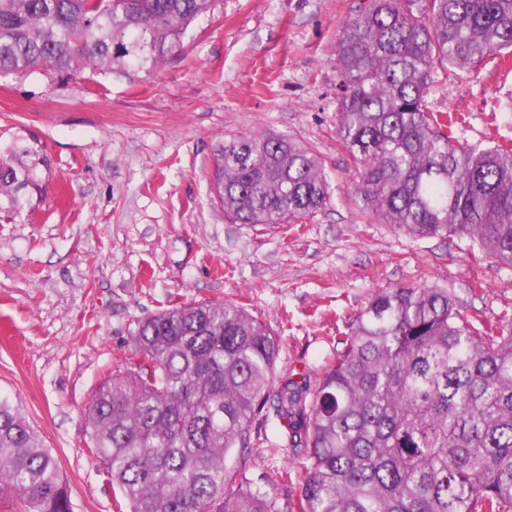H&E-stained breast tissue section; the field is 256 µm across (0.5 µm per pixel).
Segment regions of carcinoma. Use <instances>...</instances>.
Segmentation results:
<instances>
[{
  "mask_svg": "<svg viewBox=\"0 0 512 512\" xmlns=\"http://www.w3.org/2000/svg\"><path fill=\"white\" fill-rule=\"evenodd\" d=\"M220 2L0 0V77L148 75ZM504 49L512 0H367L337 41L336 132L379 223L512 268V144L460 141L429 101L435 79ZM30 155L16 144L0 159V212L21 213L38 188ZM213 156V193L241 224H293L329 200L321 159L290 136L239 135ZM131 339L85 412L127 512H512V315L476 321L437 285L381 288L323 372L274 395L281 339L241 303L172 306ZM266 408L284 428L269 453L301 470L285 506L274 489L288 469L252 491L228 465ZM4 487L27 512H72L51 451L0 396Z\"/></svg>",
  "mask_w": 512,
  "mask_h": 512,
  "instance_id": "1",
  "label": "carcinoma"
}]
</instances>
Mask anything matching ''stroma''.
<instances>
[{
  "instance_id": "stroma-1",
  "label": "stroma",
  "mask_w": 512,
  "mask_h": 512,
  "mask_svg": "<svg viewBox=\"0 0 512 512\" xmlns=\"http://www.w3.org/2000/svg\"><path fill=\"white\" fill-rule=\"evenodd\" d=\"M366 0H224L181 55L136 81L0 78V153L49 160L42 192L0 214V394L55 457L73 512H114L117 488L86 446L85 409L132 354L138 319L172 304L233 299L282 339L274 387L318 374L377 289L437 284L468 315L512 314V269L456 237L414 239L378 223L336 141V43ZM457 136L512 138V51L435 82ZM290 135L316 153L323 209L296 224H241L210 192L213 147ZM283 427L261 413L233 449L246 487L293 459L267 452Z\"/></svg>"
}]
</instances>
